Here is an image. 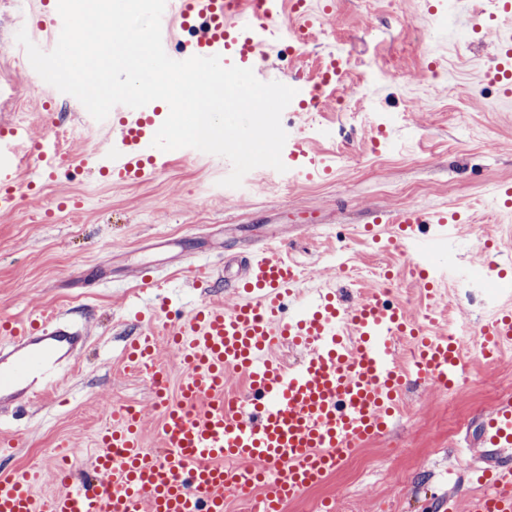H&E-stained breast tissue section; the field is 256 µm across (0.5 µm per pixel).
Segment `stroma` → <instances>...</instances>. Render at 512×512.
Segmentation results:
<instances>
[{"instance_id":"stroma-1","label":"stroma","mask_w":512,"mask_h":512,"mask_svg":"<svg viewBox=\"0 0 512 512\" xmlns=\"http://www.w3.org/2000/svg\"><path fill=\"white\" fill-rule=\"evenodd\" d=\"M373 2V30L360 25L355 0H335L333 12L311 25L309 46L289 60L268 51L263 63L282 80L299 72L312 78L321 59L335 54L348 59L349 79L377 74L379 93L358 96L352 111H337L331 95L322 111L294 115L290 135L332 167L314 180L259 167L241 187L228 188L220 184L227 159L176 149L145 180H102L92 169L95 123L79 118L76 103L63 119L45 110L57 89L35 72L23 46L0 48V128L26 124L32 137L52 134L64 167L56 180L32 191L30 167L22 165L19 205L0 212V321L42 310L94 322L80 371L59 383L57 401H37L25 417L0 420V432L19 443L1 463H37L50 478L57 467L53 450L61 442L95 450L108 402L137 406L147 425L156 417L149 381L125 372L120 362L124 339L138 330L135 310L153 303L130 275L137 266L174 273L187 260L216 270L227 262L238 266L274 234L304 269V288L352 295L382 282L337 277L339 264L387 268L394 274L391 299L428 318L436 331L454 334L484 318L478 299L463 295L452 302L444 292L428 299L406 260L430 253L439 264L449 252L456 262L481 268L479 246L491 234L501 253H512V212L492 202L496 187L512 184V109L491 108L498 87L473 86L476 71L495 58L484 0L468 2L470 23L478 28L471 35L431 17L426 0ZM386 115L399 122L389 129L387 144L372 148L378 119ZM63 195L80 198L81 208L55 211ZM405 204L428 215L458 213L461 226L451 239L426 234L403 250L379 249L361 234L373 211L392 214ZM94 265L102 267L107 285L83 284L82 269ZM467 344L465 382L450 392L410 387L388 435L360 448L285 512H317L325 500L335 512H444L440 496L458 482L455 450L496 402L484 380L512 385V348L491 364L475 338Z\"/></svg>"}]
</instances>
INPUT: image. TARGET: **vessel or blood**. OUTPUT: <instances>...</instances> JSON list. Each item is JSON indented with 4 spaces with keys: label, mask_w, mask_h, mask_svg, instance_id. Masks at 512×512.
<instances>
[{
    "label": "vessel or blood",
    "mask_w": 512,
    "mask_h": 512,
    "mask_svg": "<svg viewBox=\"0 0 512 512\" xmlns=\"http://www.w3.org/2000/svg\"><path fill=\"white\" fill-rule=\"evenodd\" d=\"M278 13L275 0H166L163 47L177 61L230 53L247 62L260 55L262 33ZM177 29L199 30L192 49L173 50ZM119 111L121 139L100 144L94 163L117 181L144 179L165 158L159 152L146 162L138 151L158 127L142 109L123 105ZM27 144L37 157V178L51 181L59 173L61 158L48 138L35 141L28 128H13L0 139V211L17 206L16 158ZM287 159L297 176L321 170L298 140ZM394 221L406 242L419 239L426 223L449 227L447 213L426 216L409 205ZM135 275L166 307L170 278L142 266ZM301 276L281 248H267L242 269L225 268L233 304L204 299L165 324L168 348L183 367L174 399L167 395L169 371L155 327H141L123 364L152 383L157 447L144 445L140 411L108 404L113 425L99 433L98 453L87 459L71 447L64 454L85 461L86 475L58 468L54 491L42 496L41 468H1L0 512H224L228 489L258 491L255 512H284L357 448L387 435L409 374L435 388L463 378L466 362L453 337L419 325L385 291L348 297L319 288L306 295ZM481 336L487 358L511 345L512 311L495 315ZM89 338L87 322L61 314L1 322L0 414L49 397L60 375L73 372ZM285 347L301 351L297 363L279 357ZM229 371L245 378L246 394L225 396ZM469 454L479 489L465 512H512L511 396L484 416Z\"/></svg>",
    "instance_id": "1"
}]
</instances>
